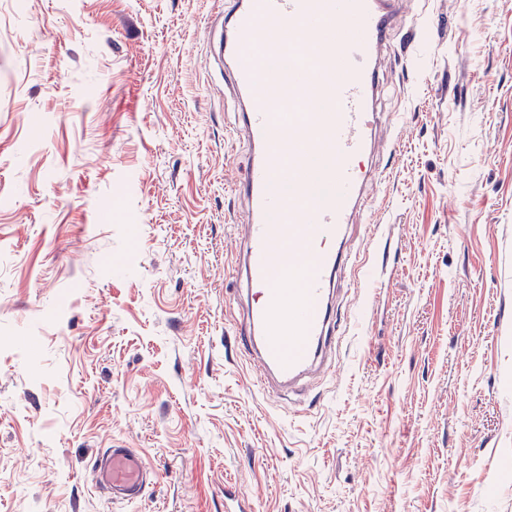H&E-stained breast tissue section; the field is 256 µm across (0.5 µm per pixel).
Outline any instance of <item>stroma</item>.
<instances>
[{
  "mask_svg": "<svg viewBox=\"0 0 512 512\" xmlns=\"http://www.w3.org/2000/svg\"><path fill=\"white\" fill-rule=\"evenodd\" d=\"M224 0H0V512H512V0L379 56L390 179L352 231L336 366L287 399L238 342L245 161ZM107 448L156 479L115 503Z\"/></svg>",
  "mask_w": 512,
  "mask_h": 512,
  "instance_id": "35a3bbf8",
  "label": "stroma"
}]
</instances>
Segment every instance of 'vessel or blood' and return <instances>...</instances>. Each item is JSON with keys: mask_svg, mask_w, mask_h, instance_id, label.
Masks as SVG:
<instances>
[{"mask_svg": "<svg viewBox=\"0 0 512 512\" xmlns=\"http://www.w3.org/2000/svg\"><path fill=\"white\" fill-rule=\"evenodd\" d=\"M400 9V0H224L218 67L247 152L231 185L246 214L237 324L261 389L289 394L335 365V298L345 271L361 267L345 239L367 184L396 159L376 138L375 101L378 56ZM93 476L120 502L140 500L153 480L130 448L105 449Z\"/></svg>", "mask_w": 512, "mask_h": 512, "instance_id": "obj_1", "label": "vessel or blood"}]
</instances>
